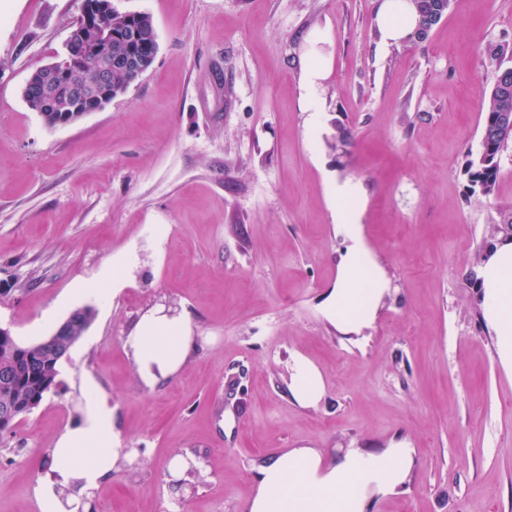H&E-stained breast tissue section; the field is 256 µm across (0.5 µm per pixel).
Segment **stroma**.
<instances>
[{
	"label": "stroma",
	"mask_w": 512,
	"mask_h": 512,
	"mask_svg": "<svg viewBox=\"0 0 512 512\" xmlns=\"http://www.w3.org/2000/svg\"><path fill=\"white\" fill-rule=\"evenodd\" d=\"M112 3L152 16L154 62L103 109L50 127L22 88L62 53L82 0H0V325L32 343L96 311L57 388L0 435V512H44L38 480L89 377L129 453L87 512H244L274 455L329 461L402 439L405 490L373 512H512V371L476 278L490 225L512 213V142L491 197L467 173L512 0H451L425 40L388 47L374 0ZM312 45L328 62L316 137L301 106ZM334 179L362 186L359 222L390 284L357 336L320 311L346 248ZM119 252L127 285L76 296ZM155 310L188 314L196 348L150 388L124 338ZM297 354L324 382L312 406L288 390ZM178 456L190 465L175 475Z\"/></svg>",
	"instance_id": "35a3bbf8"
}]
</instances>
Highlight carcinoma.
<instances>
[{"instance_id":"cac0c4a2","label":"carcinoma","mask_w":512,"mask_h":512,"mask_svg":"<svg viewBox=\"0 0 512 512\" xmlns=\"http://www.w3.org/2000/svg\"><path fill=\"white\" fill-rule=\"evenodd\" d=\"M112 26V44L110 52L112 56L132 57L134 55L145 59L146 66H151V55L157 52V34L152 17L141 12H113L108 20ZM137 31L143 36L140 41L130 37L132 31ZM50 71L40 69L36 72L37 81L30 89L26 99L28 107L42 114L46 125L53 127L57 119L64 117L69 122H76L84 114L81 112H65L64 97L66 88L59 83H45ZM485 101V122L483 125V139L492 145L493 151L490 160L486 161L476 157L470 161L471 191L482 197L491 196L498 181L500 173V153L507 147L509 138L499 136L497 117L504 107L512 109V102L504 104L497 96L496 91L483 92ZM68 327L69 344H74L86 331L93 320V312L89 309H78L70 315ZM15 336L0 335V370L13 374V393L16 398L27 401L33 396H39L44 400L47 392L41 389L45 383L57 382L59 375L58 364L65 353H57L56 347L51 343L41 341L20 348L14 347Z\"/></svg>"}]
</instances>
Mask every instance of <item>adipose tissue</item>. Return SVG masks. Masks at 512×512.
I'll use <instances>...</instances> for the list:
<instances>
[{
  "mask_svg": "<svg viewBox=\"0 0 512 512\" xmlns=\"http://www.w3.org/2000/svg\"><path fill=\"white\" fill-rule=\"evenodd\" d=\"M375 20L384 44L407 40L415 29L412 0H378ZM336 227L347 243L338 264L336 286L323 299L326 319L347 333L370 325L388 289L357 222L364 193L359 184L333 185ZM481 307L494 332L500 364L512 370V238L495 242L477 270ZM194 344L187 315L146 314L125 338L143 382L156 387L185 364ZM289 391L300 405L319 401L322 377L305 357H295ZM81 416L67 425L53 450L49 472L41 479L45 512H78L83 495L108 477L125 453L115 433L112 407L94 380L84 384ZM406 442L388 448H354L324 464L312 448H296L262 464L256 471L247 512H370L373 499L403 488L414 465Z\"/></svg>",
  "mask_w": 512,
  "mask_h": 512,
  "instance_id": "obj_1",
  "label": "adipose tissue"
}]
</instances>
